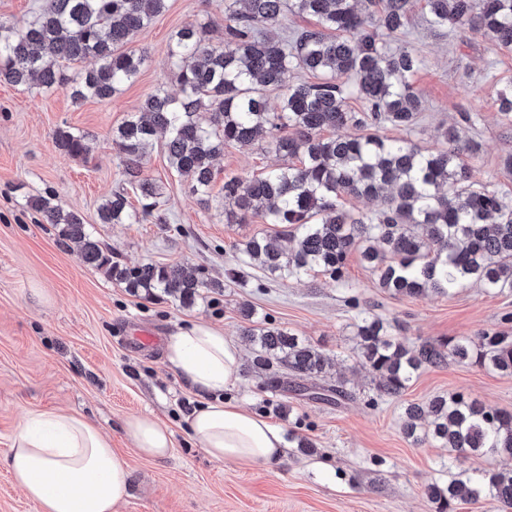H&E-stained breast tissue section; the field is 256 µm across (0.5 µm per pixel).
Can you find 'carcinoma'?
Instances as JSON below:
<instances>
[{
	"mask_svg": "<svg viewBox=\"0 0 512 512\" xmlns=\"http://www.w3.org/2000/svg\"><path fill=\"white\" fill-rule=\"evenodd\" d=\"M168 0H45L20 21L0 20V82L62 90L76 102L106 100L140 73L146 56L130 48L137 33L167 9ZM414 0H224V39L214 42L205 24L180 28L169 58L179 93L158 87L137 111L112 131L125 183L137 195L133 206L116 191L97 209L101 224H138L152 217L169 223L158 209L162 187L144 175L147 150L158 135L169 167L189 178L192 194L211 197L214 161L224 147L266 149L282 163L248 179L224 181V216L230 224L258 218L276 228L248 238L241 266L227 271L244 280L256 266L272 279L289 281L323 273L344 281L356 252L378 285L393 296L450 295L475 284L492 294L512 293V194L476 184L462 158L480 150L471 138L460 143L457 126L441 133L442 146L427 150L408 137L374 132L389 125L410 133L424 109L414 77L424 66L409 46H392L406 28ZM432 28L471 33L512 51V0H425ZM312 23L284 37L287 12ZM93 66L70 75L66 65ZM294 71L313 80L288 82ZM280 92L272 109L268 92ZM355 98L361 110L347 101ZM501 116L512 125V84L498 92ZM356 133L324 136L327 130ZM57 148L87 157L89 138L59 128ZM376 202L368 213H353L341 200ZM30 207L51 225L61 242L79 246L82 261L131 293H163L187 306L205 288L222 284L199 268L152 262L129 267L112 260L88 231L83 218L37 196ZM245 336L255 346V367L265 385H287L327 376L329 359L320 348L278 327L256 325ZM353 352L371 375L373 400L398 398L427 367L474 364L512 376V332L429 338L409 345L392 325L362 311L355 323ZM315 401L340 403L345 382L298 385ZM405 435L417 444L434 442L470 457H512V414L487 409L464 393L435 396L405 408ZM426 495L437 512L490 498L496 512H512V472L462 469Z\"/></svg>",
	"mask_w": 512,
	"mask_h": 512,
	"instance_id": "obj_1",
	"label": "carcinoma"
}]
</instances>
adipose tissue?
<instances>
[{
	"mask_svg": "<svg viewBox=\"0 0 512 512\" xmlns=\"http://www.w3.org/2000/svg\"><path fill=\"white\" fill-rule=\"evenodd\" d=\"M164 358L201 398L188 425L207 455L254 468L279 463L286 450L282 429L224 398L240 380L242 349L234 340L195 323L168 336ZM124 426L141 455L169 454L166 426L146 415L129 416ZM7 469L38 512H117L129 495L130 472L110 437L72 413L27 412L13 436Z\"/></svg>",
	"mask_w": 512,
	"mask_h": 512,
	"instance_id": "obj_1",
	"label": "adipose tissue"
}]
</instances>
